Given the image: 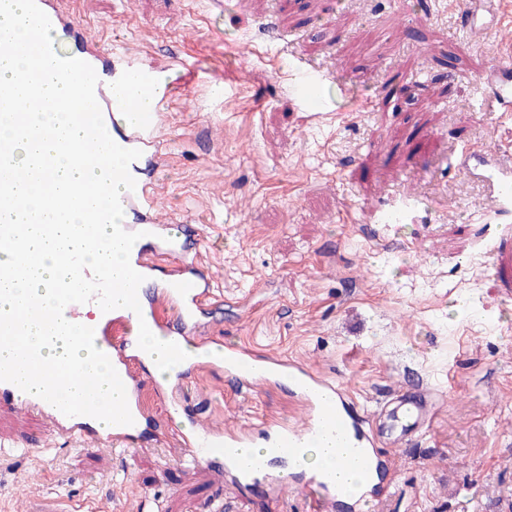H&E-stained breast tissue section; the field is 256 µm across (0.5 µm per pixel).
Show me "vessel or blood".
I'll return each instance as SVG.
<instances>
[{
    "label": "vessel or blood",
    "instance_id": "vessel-or-blood-1",
    "mask_svg": "<svg viewBox=\"0 0 512 512\" xmlns=\"http://www.w3.org/2000/svg\"><path fill=\"white\" fill-rule=\"evenodd\" d=\"M29 6L34 27L65 32L74 30L75 22L63 9L62 0H30ZM460 8L462 20L477 26L479 31H486L482 18L489 15L491 9L485 6L484 0H461ZM58 54L76 57L94 68L99 79L96 98L108 134L118 145L140 150V157L130 165L136 186L134 190L122 192L121 204L134 231L147 233L149 239H158L165 229L157 210L160 191L148 173L165 161L167 115L163 107L178 94L168 68L138 67L132 54L124 51L116 52L114 62H106L97 43L85 38L81 39L79 48H62ZM483 82L487 88L488 111L512 112V65L496 63L485 73ZM131 83L135 84L141 98L153 101V109L132 113L125 95L126 86ZM327 88L326 79L320 72L303 68L291 91L308 111L320 112L326 106ZM468 160L492 181L495 213L501 215L512 211V167L499 165L492 154L481 149L472 151ZM27 232V225L1 219L0 248L21 250ZM213 298L214 293L206 280L187 270L176 273L170 283L160 289L153 306L143 308L142 312L128 309L116 317L108 312L101 315L94 328L95 345L109 357L126 388L133 424L107 425L89 416H66L38 396L21 397L18 387L6 381H0V409L23 406L29 412L47 418L54 435L62 439L90 442L96 446H134L145 420V408L138 397L137 378L132 369L140 324H147L154 335H174L179 341L191 342L194 310ZM224 370L238 386L246 388L289 379L301 397L308 417L299 426L271 427L264 435L265 443L280 458L289 459L307 442L333 439L345 450L343 463L354 462L362 469L364 481L355 495L361 502L378 495L393 472L390 460L380 457L376 451L378 440L387 432L389 424H396L401 438L409 439L417 435L435 411L433 400L401 391L390 400L393 412L389 423L368 420L342 384L325 378L310 366L296 364L275 354L257 357L240 346H225ZM246 442L242 433L200 424L193 425L189 433L178 436L186 461L197 465H221L240 485L249 486L262 478L274 485L287 483V475L267 470L262 454H254L249 464H241L236 450ZM300 490L310 500L312 512H336L347 498L333 477L320 472L308 474Z\"/></svg>",
    "mask_w": 512,
    "mask_h": 512
}]
</instances>
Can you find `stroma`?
I'll return each mask as SVG.
<instances>
[{
  "mask_svg": "<svg viewBox=\"0 0 512 512\" xmlns=\"http://www.w3.org/2000/svg\"><path fill=\"white\" fill-rule=\"evenodd\" d=\"M102 45L174 63L167 158L154 176L172 221L191 216L218 301L205 336L342 383L375 411L393 389L439 390L419 440L379 450L395 476L366 512H512V243L465 161H512V116L484 109L482 74L506 35L479 37L456 0H65ZM242 41L258 49L248 63ZM346 99L323 115L287 90L298 63ZM152 418L130 450L63 442L37 414L0 410V512L28 498L96 497L102 512H310L297 491L236 489L180 464L157 380L135 364ZM185 417L259 431L298 420L287 387L239 390L189 371Z\"/></svg>",
  "mask_w": 512,
  "mask_h": 512,
  "instance_id": "1",
  "label": "stroma"
}]
</instances>
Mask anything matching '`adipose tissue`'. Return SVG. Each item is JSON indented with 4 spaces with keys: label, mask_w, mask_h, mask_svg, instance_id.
Here are the masks:
<instances>
[{
    "label": "adipose tissue",
    "mask_w": 512,
    "mask_h": 512,
    "mask_svg": "<svg viewBox=\"0 0 512 512\" xmlns=\"http://www.w3.org/2000/svg\"><path fill=\"white\" fill-rule=\"evenodd\" d=\"M26 0H12L11 20L0 23V31L7 33L25 48L24 54L13 58L0 59V85L15 82L18 73H26L28 83L19 85L20 95L37 91L41 107L16 118L17 126L25 128L24 136L6 135L0 127V146H7L14 162L33 166L34 174L25 182L19 195L22 209L14 213L15 223L26 222L30 212L46 211L53 196L65 194L73 181L89 176L98 161L110 160L111 148L102 145L98 156L78 161L70 151L61 149L60 140L73 139L75 133L67 124V115L80 100L81 78L45 71L39 64L32 42L35 36L50 38V31L35 33L25 17ZM29 226V236L24 252L0 251V268L6 269L18 263L28 267L27 277L7 283L5 293L0 294V308H20L26 299L38 297L46 303H54L56 288L65 281L66 275L60 268V252L68 248L71 241L66 228H59L54 237H46L41 225ZM27 343L38 349L45 365H53L59 357L65 356L77 365L95 368L98 378H105L104 370L91 351L85 347L81 336L71 332L65 336H48L38 328L29 329Z\"/></svg>",
    "instance_id": "ef3b65f1"
}]
</instances>
